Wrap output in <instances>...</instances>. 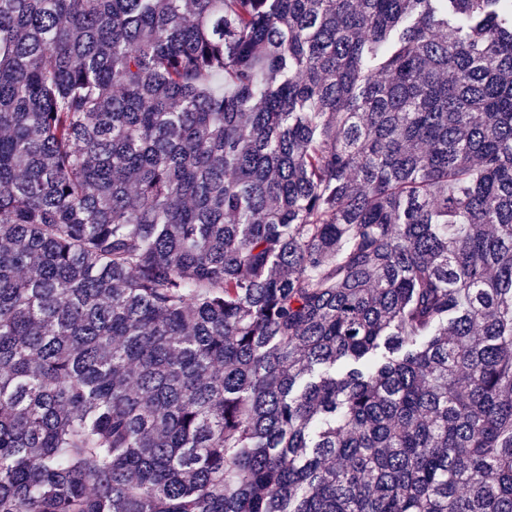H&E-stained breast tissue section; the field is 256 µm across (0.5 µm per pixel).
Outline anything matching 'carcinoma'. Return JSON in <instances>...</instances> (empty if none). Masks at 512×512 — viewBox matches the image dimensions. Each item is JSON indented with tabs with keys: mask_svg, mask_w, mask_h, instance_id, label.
<instances>
[{
	"mask_svg": "<svg viewBox=\"0 0 512 512\" xmlns=\"http://www.w3.org/2000/svg\"><path fill=\"white\" fill-rule=\"evenodd\" d=\"M0 512H512V0H0Z\"/></svg>",
	"mask_w": 512,
	"mask_h": 512,
	"instance_id": "obj_1",
	"label": "carcinoma"
}]
</instances>
